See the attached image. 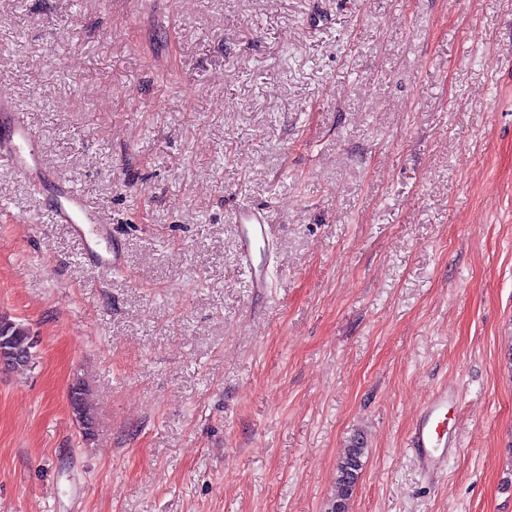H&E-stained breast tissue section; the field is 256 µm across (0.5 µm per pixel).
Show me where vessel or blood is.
Returning <instances> with one entry per match:
<instances>
[{
    "mask_svg": "<svg viewBox=\"0 0 512 512\" xmlns=\"http://www.w3.org/2000/svg\"><path fill=\"white\" fill-rule=\"evenodd\" d=\"M0 165L19 176L51 185L47 204L55 223L70 225L80 236H103L106 223L89 205L83 193L73 184L52 179L44 167L37 147V135L22 112L8 99L0 98ZM240 239L239 267L256 292L268 286L267 270L257 260L259 244L268 242L271 226L263 211L243 206L234 214ZM457 394L445 387L431 391L410 431V445L418 468L427 481H435L443 471L449 455L460 445L448 429V407Z\"/></svg>",
    "mask_w": 512,
    "mask_h": 512,
    "instance_id": "obj_1",
    "label": "vessel or blood"
}]
</instances>
